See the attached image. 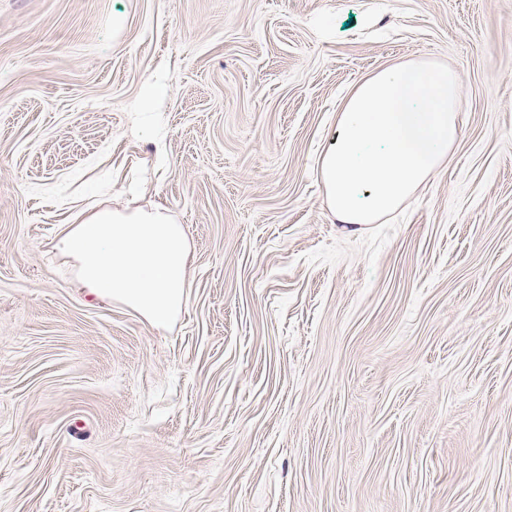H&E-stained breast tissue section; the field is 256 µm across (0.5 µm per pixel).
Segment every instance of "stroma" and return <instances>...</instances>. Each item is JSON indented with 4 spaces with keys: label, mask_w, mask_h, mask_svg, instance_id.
<instances>
[{
    "label": "stroma",
    "mask_w": 512,
    "mask_h": 512,
    "mask_svg": "<svg viewBox=\"0 0 512 512\" xmlns=\"http://www.w3.org/2000/svg\"><path fill=\"white\" fill-rule=\"evenodd\" d=\"M418 58L461 137L339 223L336 114ZM105 208L182 225L167 326L56 249ZM0 512H512V0H0Z\"/></svg>",
    "instance_id": "stroma-1"
}]
</instances>
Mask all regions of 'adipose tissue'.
I'll use <instances>...</instances> for the list:
<instances>
[{"label": "adipose tissue", "instance_id": "adipose-tissue-1", "mask_svg": "<svg viewBox=\"0 0 512 512\" xmlns=\"http://www.w3.org/2000/svg\"><path fill=\"white\" fill-rule=\"evenodd\" d=\"M460 75L424 60L379 71L349 96L318 177L343 224L393 213L448 158L459 140ZM57 249L77 263L76 284L163 326L182 309L188 243L161 210H99L64 229Z\"/></svg>", "mask_w": 512, "mask_h": 512}]
</instances>
